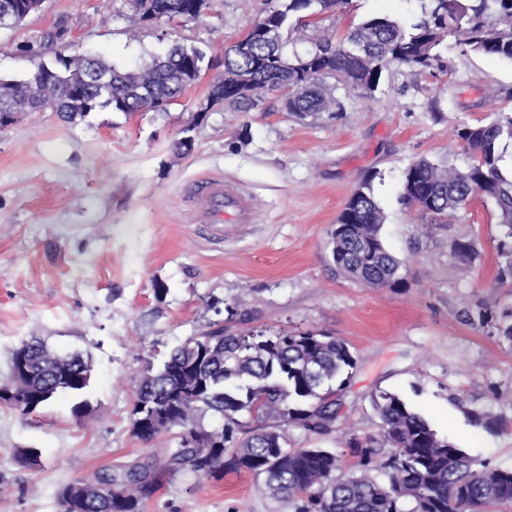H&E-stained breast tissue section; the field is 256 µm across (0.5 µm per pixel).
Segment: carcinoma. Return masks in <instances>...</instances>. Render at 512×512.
Masks as SVG:
<instances>
[{"label": "carcinoma", "mask_w": 512, "mask_h": 512, "mask_svg": "<svg viewBox=\"0 0 512 512\" xmlns=\"http://www.w3.org/2000/svg\"><path fill=\"white\" fill-rule=\"evenodd\" d=\"M419 14L407 28L387 16H373L339 38L322 36L303 52L287 54L289 20L315 16L348 0H283L254 22L264 27L224 53V73L212 84L210 103L242 111L257 105V93L288 90V111H336L328 81L363 97L372 96L392 65L424 71L437 60L446 33L457 44L486 56L512 60V0H417ZM190 0H132L133 22L151 11L180 13ZM204 54L176 46L134 71L101 56L56 54L40 64L28 81L0 79V100L14 98L18 109L34 98L60 105L58 115L73 121L89 109L110 108L130 115L157 111L178 97L200 74ZM456 137L483 162L468 170L420 159L404 172L401 200L442 218L476 194L496 207L500 237L497 281L512 286V173L505 171L512 147V109L484 124H463ZM374 177L357 189V203L344 208L330 235L336 275L360 285L396 288L403 262L385 246V215L373 188ZM467 321L494 329L512 346V308L498 314L479 310ZM51 349L37 336L16 351L12 368L24 367L19 382L24 399L0 397V404L24 418L58 394L71 395L74 413L90 417L82 399L89 366L79 355L45 365ZM356 359L333 336L288 332L276 336L236 334L219 325L173 348L162 365L137 383L132 433L157 438L139 428L141 411L161 413L183 402L185 427H201L207 415L224 420L223 446L186 448L181 427L177 446L152 462H135L103 471L94 480L103 495L79 512H144L159 487L160 471L190 472L221 481L226 472H249L264 492L292 505L294 512H496L512 506V468L478 461L441 438L428 421L398 394L380 391L372 405L381 420L380 437L345 432L350 459L331 448L288 447V425L325 432L336 421L332 396L351 377Z\"/></svg>", "instance_id": "cac0c4a2"}]
</instances>
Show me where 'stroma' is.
I'll list each match as a JSON object with an SVG mask.
<instances>
[{"instance_id":"1","label":"stroma","mask_w":512,"mask_h":512,"mask_svg":"<svg viewBox=\"0 0 512 512\" xmlns=\"http://www.w3.org/2000/svg\"><path fill=\"white\" fill-rule=\"evenodd\" d=\"M279 0H207L200 19L133 24L131 0H44L23 22L0 27V79L26 80L57 50L93 54L133 70L173 45L205 54L199 79L159 111L109 109L73 122L21 112L0 128V387L30 335L78 352L91 366L90 419L56 397L28 417L0 405V512H64L58 489L175 447L132 431L134 390L148 366L223 322L237 334L312 331L345 341L356 358L336 397L332 431L288 427L292 448H341L347 430L379 436L370 397L386 390L420 411L470 456L512 467V346L466 312L512 306L496 282L499 228L483 196L431 219L402 204L403 174L426 158L463 168L460 124L512 105V61L463 51L444 36L441 60L417 75L391 66L371 97L336 90L338 112L299 117L281 93L239 112L208 102L238 42ZM415 0H349L310 18L299 49L374 15L410 24ZM191 139L190 153L177 141ZM373 176L385 246L402 259L397 288L337 277L329 236L347 199ZM221 177L255 205L254 223L224 243L210 239L185 188ZM469 240L471 264L453 254ZM162 293H155V286ZM493 408L501 428L474 425ZM21 448L40 453L26 468ZM144 512H292L247 472L216 482L164 474Z\"/></svg>"}]
</instances>
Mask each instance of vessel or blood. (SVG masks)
<instances>
[{"label": "vessel or blood", "instance_id": "1", "mask_svg": "<svg viewBox=\"0 0 512 512\" xmlns=\"http://www.w3.org/2000/svg\"><path fill=\"white\" fill-rule=\"evenodd\" d=\"M199 204L203 221L216 239H223L235 225L249 224L254 211L249 199L225 186L223 179L208 177L200 181L187 196Z\"/></svg>", "mask_w": 512, "mask_h": 512}]
</instances>
